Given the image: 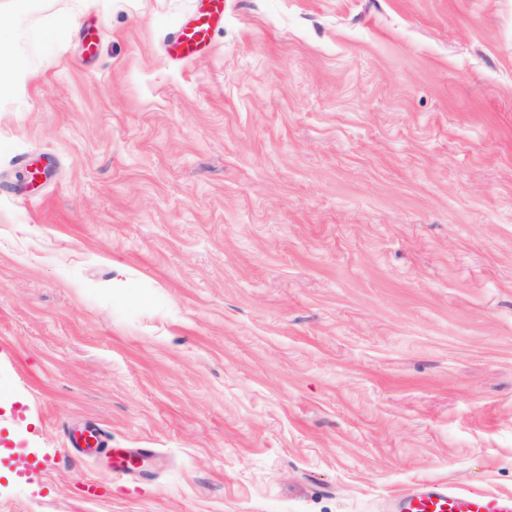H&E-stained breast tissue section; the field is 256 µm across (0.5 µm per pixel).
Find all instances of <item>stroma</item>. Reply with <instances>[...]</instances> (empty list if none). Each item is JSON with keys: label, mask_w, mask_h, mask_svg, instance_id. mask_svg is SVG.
Returning a JSON list of instances; mask_svg holds the SVG:
<instances>
[{"label": "stroma", "mask_w": 512, "mask_h": 512, "mask_svg": "<svg viewBox=\"0 0 512 512\" xmlns=\"http://www.w3.org/2000/svg\"><path fill=\"white\" fill-rule=\"evenodd\" d=\"M195 6L0 17V512L512 494V0ZM191 21L173 36L171 49L180 58H196L204 53L212 32L224 25V0H205ZM72 448L77 449L85 455L98 453L100 448L107 444L102 431L95 426H88L82 430L73 431L68 435Z\"/></svg>", "instance_id": "obj_1"}]
</instances>
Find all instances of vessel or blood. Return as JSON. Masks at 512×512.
I'll use <instances>...</instances> for the list:
<instances>
[{"instance_id":"obj_1","label":"vessel or blood","mask_w":512,"mask_h":512,"mask_svg":"<svg viewBox=\"0 0 512 512\" xmlns=\"http://www.w3.org/2000/svg\"><path fill=\"white\" fill-rule=\"evenodd\" d=\"M223 23L224 0H206L174 35L172 50L182 58L199 57L208 48L212 32ZM69 443L90 455L107 441L99 428L88 426L71 432ZM390 512H512V494L459 490L445 483L423 481L394 496Z\"/></svg>"}]
</instances>
